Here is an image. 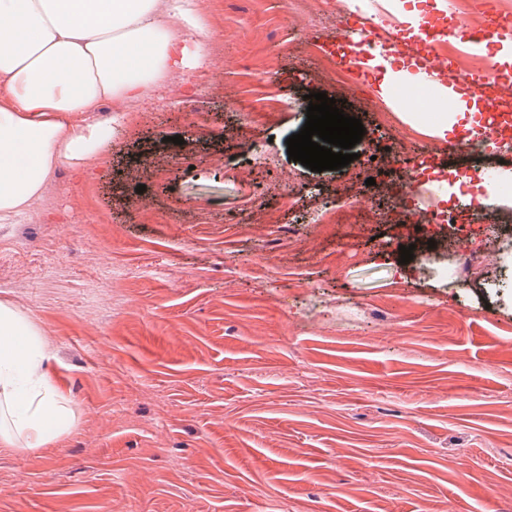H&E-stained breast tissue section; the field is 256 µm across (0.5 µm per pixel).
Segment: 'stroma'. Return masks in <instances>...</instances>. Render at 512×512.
Masks as SVG:
<instances>
[{"label":"stroma","instance_id":"1","mask_svg":"<svg viewBox=\"0 0 512 512\" xmlns=\"http://www.w3.org/2000/svg\"><path fill=\"white\" fill-rule=\"evenodd\" d=\"M199 3V66L103 102L109 144L0 223V302L39 327L72 418L0 447V512H512L504 240L469 242L464 281L441 238L394 275L400 216L468 210L472 160L363 191L368 151L435 141L339 50L390 17L408 37L442 0ZM317 92L365 128L320 173L286 146Z\"/></svg>","mask_w":512,"mask_h":512}]
</instances>
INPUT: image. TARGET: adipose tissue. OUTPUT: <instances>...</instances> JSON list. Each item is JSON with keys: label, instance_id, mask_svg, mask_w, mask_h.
<instances>
[{"label": "adipose tissue", "instance_id": "obj_1", "mask_svg": "<svg viewBox=\"0 0 512 512\" xmlns=\"http://www.w3.org/2000/svg\"><path fill=\"white\" fill-rule=\"evenodd\" d=\"M196 0H0V220L23 212L53 168L98 153L112 124L89 120L105 101L144 94L160 70L200 59ZM478 101L455 99L429 135L473 131ZM37 325L0 302V446L32 452L68 433L67 396Z\"/></svg>", "mask_w": 512, "mask_h": 512}]
</instances>
